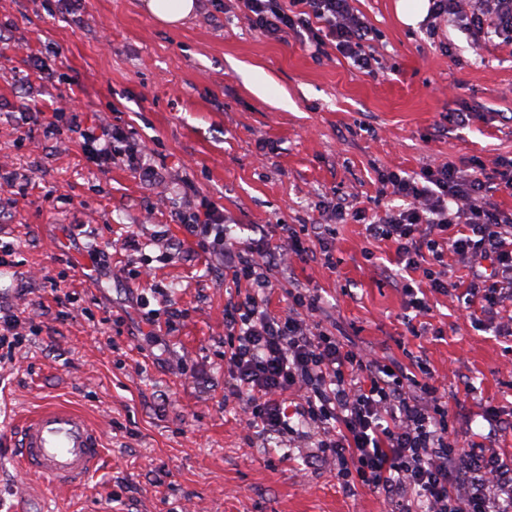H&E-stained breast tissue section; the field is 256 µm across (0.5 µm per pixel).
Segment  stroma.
I'll list each match as a JSON object with an SVG mask.
<instances>
[{
  "instance_id": "1",
  "label": "stroma",
  "mask_w": 512,
  "mask_h": 512,
  "mask_svg": "<svg viewBox=\"0 0 512 512\" xmlns=\"http://www.w3.org/2000/svg\"><path fill=\"white\" fill-rule=\"evenodd\" d=\"M141 2L0 0V164L20 177L0 190V240L17 249L0 306L39 313L0 364V512H391L383 495L343 487L317 448L243 427L224 376V307L240 287L171 213L210 199L247 243L278 220L334 223L337 194L369 214L399 205L380 193L383 172L493 168L512 158V45L446 20L431 38L398 18L397 0H352L376 33L368 74L334 45L316 57L303 36H265L236 0H198L176 28ZM25 102L77 103L86 125H119L164 187L97 166L68 130L23 133ZM465 107L479 118L454 127ZM334 225L331 262L276 273L270 311L287 310L289 280L317 289L341 340L424 363L454 425L487 431L489 408L510 422L495 447L512 458V337L432 291L415 315L381 273L394 246L355 220ZM56 401L103 429L106 462L80 487L19 474L13 424Z\"/></svg>"
}]
</instances>
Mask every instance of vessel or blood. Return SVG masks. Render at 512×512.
<instances>
[{
    "instance_id": "vessel-or-blood-1",
    "label": "vessel or blood",
    "mask_w": 512,
    "mask_h": 512,
    "mask_svg": "<svg viewBox=\"0 0 512 512\" xmlns=\"http://www.w3.org/2000/svg\"><path fill=\"white\" fill-rule=\"evenodd\" d=\"M17 427L21 469L56 486L84 484L104 459L98 426L68 405L45 404L21 418Z\"/></svg>"
}]
</instances>
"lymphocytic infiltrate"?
Instances as JSON below:
<instances>
[{"mask_svg": "<svg viewBox=\"0 0 512 512\" xmlns=\"http://www.w3.org/2000/svg\"><path fill=\"white\" fill-rule=\"evenodd\" d=\"M240 2L252 26L270 38L284 42L289 33L303 31L315 48L334 42L361 69L373 71L378 63L365 50L371 28L349 0ZM431 14L512 42V0H432ZM21 122L46 137L67 126L99 166L111 165L118 154L139 176H155L145 151L125 144L119 126H84L77 109L48 117L33 106ZM380 182L407 199L408 207L370 216L351 212L340 200L332 215L341 223L355 218L364 224L367 238L394 244L397 267L384 275L399 280L410 308L420 314L427 310L404 278L419 270L433 291L456 294L467 311L479 306L496 321L499 335L512 336V315L502 313L505 301H512V212L498 209L489 198L493 183L512 188V159L500 160L490 173L480 167L464 174L444 163L426 167L418 180L391 171ZM171 219L201 250L223 253L225 275L245 287L244 295L224 310L230 338L224 365L236 383L248 429L289 434L290 415L309 421L322 456L336 462L341 483L384 495L396 512H512V459L495 449L503 423H491L480 439L459 447L435 381L417 380L397 361L384 363L366 350L345 347L315 322L322 309L318 293L292 285L287 312H269L265 298L273 288L272 271L290 267L292 258L308 257L315 249L330 256V225H315L313 248L292 230L278 244L263 235L239 246L227 235L223 209L208 199L185 204ZM448 254L470 270L464 291H457L443 268ZM294 390L300 396L290 409L287 394Z\"/></svg>", "mask_w": 512, "mask_h": 512, "instance_id": "1", "label": "lymphocytic infiltrate"}]
</instances>
